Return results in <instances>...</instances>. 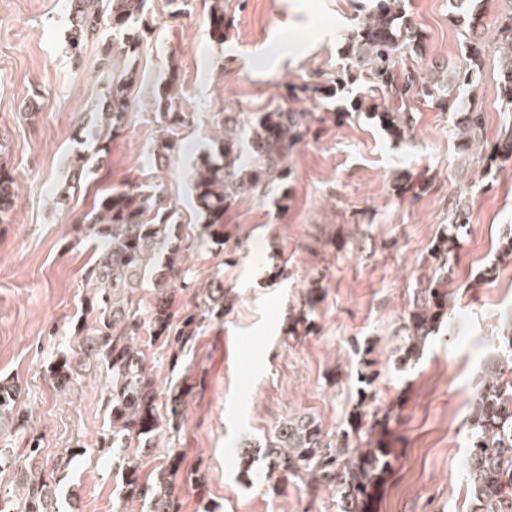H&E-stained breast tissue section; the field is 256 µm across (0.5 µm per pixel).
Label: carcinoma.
Wrapping results in <instances>:
<instances>
[{
  "instance_id": "1",
  "label": "carcinoma",
  "mask_w": 512,
  "mask_h": 512,
  "mask_svg": "<svg viewBox=\"0 0 512 512\" xmlns=\"http://www.w3.org/2000/svg\"><path fill=\"white\" fill-rule=\"evenodd\" d=\"M150 0H73L68 43L79 56L89 39H98L105 64L117 53L132 60L151 33ZM212 36L224 39V0H212L208 9ZM469 57L465 70L424 76L406 64V57L422 53L424 38L408 19L403 0H374L346 35L347 78L329 84L305 83L291 101L265 112L226 111L221 133L198 149L192 158L190 195L200 231L191 243L175 232L181 215L160 186L129 181L99 196L90 210L72 226L75 240L92 239L99 251L85 273V316L70 328L76 348L57 357L49 379L61 394L74 391L81 378L95 369L106 374L109 426L106 451L121 472L122 491L138 500L147 512H180L179 486L198 492L197 512H212L207 483L200 470L181 471L182 458L174 447H159L168 433L180 429L185 398L195 385L176 382L168 390L164 410L158 409V385L146 364L145 347L162 341L176 362L194 345L206 322L224 316V295L211 287L196 289L208 296L203 305L183 315L173 311L178 288H186V252L211 244L224 245V211L244 195L269 194L285 188L290 175L287 161L297 145L313 131L314 113L292 102L303 94L331 99L346 79H364L365 94H381L386 106L377 113L380 124L396 138L410 129V102L445 104L456 112L455 140L462 156L480 155L484 171L512 164V126L497 142L483 141V120L475 104L460 95V88L479 79L482 49L474 45L479 29L471 16ZM495 44L499 52L501 99L512 110V15L501 21ZM104 89L95 105L90 127L76 129V141L93 154L70 160L69 183L60 187L57 206L81 187L93 171L92 160L104 158L112 138L125 129L131 111L130 90L135 73L126 69L102 74ZM177 74L155 93V113L168 136L152 143V160L162 163L181 150L171 138L186 121L172 91ZM18 192L9 171L0 167V224L9 223ZM468 206L455 204L450 228L436 240L431 257L438 266L458 245L457 231L467 223ZM153 284L149 306H131L132 294L145 280ZM448 317L445 281L432 278L416 292L404 335L398 337L397 367L419 359L426 341ZM375 376L358 374L356 403L347 426L331 432L316 417L289 415L274 428L265 443L241 442L237 456L243 471L267 483L274 494L300 485L311 499L328 492L336 512H374L387 477L397 462L396 449L383 437L391 421L367 410L375 395L368 393ZM22 387L0 379V436L6 432L22 443L21 449L0 448V475L13 478V490L0 494V512H56L57 481L74 458L61 454L52 464L43 462L41 440L31 431L22 404ZM470 443L466 455L468 506L466 512H512V316L503 320L497 352L484 364L469 413Z\"/></svg>"
}]
</instances>
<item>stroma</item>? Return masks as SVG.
<instances>
[{"label": "stroma", "instance_id": "35a3bbf8", "mask_svg": "<svg viewBox=\"0 0 512 512\" xmlns=\"http://www.w3.org/2000/svg\"><path fill=\"white\" fill-rule=\"evenodd\" d=\"M366 0H226L223 40L209 31L204 0L179 18L165 0L150 13L153 33L134 67L127 128L108 159L72 196L55 192L69 176L75 130L99 98L102 60L90 40L80 58L67 41L68 0H0V165L16 180L10 221L0 224V376L25 389L30 425L49 458L76 456L60 483L77 512H146L125 500L121 474L101 453L108 426L106 388L91 374L72 395L46 377L84 299L85 271L97 244H75L71 222L102 190L128 180L160 183L181 213L180 233L197 232L191 211L187 151L210 140L218 112H262L278 105L287 85L335 80L346 66L344 35ZM424 36L411 68L440 63L465 68V23L449 0H405ZM484 28L482 72L471 96L483 114V136L495 143L512 112L499 93L498 24L512 0H475ZM308 46L269 72L252 69L282 36ZM179 74L180 106L191 116L176 135L186 148L167 166L150 161L164 131L154 93ZM371 99L344 92L339 102L301 99L318 118L314 134L288 158L286 194L244 196L224 213V244L190 251L191 286L175 312L193 308L194 289L220 279L224 316L204 325L182 364L164 348L148 349L160 387L189 377L176 443L187 468L203 466L215 512H336L331 497L309 499L295 487L278 495L241 474L235 458L244 438L263 440L286 415L309 413L327 428L342 426L356 399L355 345L371 346L379 376L375 405L391 409L390 445L399 453L376 512H466L465 457L470 400L486 359L497 350L501 321L512 313V255L502 240L512 226V167L471 182L447 106L416 102L412 127L394 139L373 118ZM416 188L401 193L403 180ZM469 219L448 259L450 309L422 357L395 367L397 338L416 289L440 270L431 249L458 201ZM307 317L309 324L294 327Z\"/></svg>", "mask_w": 512, "mask_h": 512}]
</instances>
